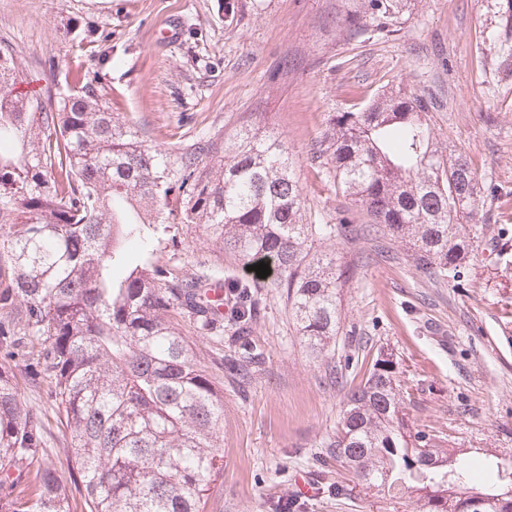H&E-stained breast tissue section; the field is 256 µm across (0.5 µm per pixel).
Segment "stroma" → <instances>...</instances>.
Wrapping results in <instances>:
<instances>
[{"label":"stroma","mask_w":512,"mask_h":512,"mask_svg":"<svg viewBox=\"0 0 512 512\" xmlns=\"http://www.w3.org/2000/svg\"><path fill=\"white\" fill-rule=\"evenodd\" d=\"M353 0H0V46L12 49L18 87L58 97V73H99L103 102L145 144L176 151L197 135L244 124L275 129L295 162L313 223L349 211L334 174L312 152L337 113L402 88L432 105L449 152L467 157L481 187L483 237L456 277L416 269L408 242L384 232L339 244L352 271L335 348L312 356L278 289L264 291L251 329L264 355L245 383L229 375L232 336L180 328L224 393V440L205 512H415L356 486L327 442L350 388L380 350L393 352L409 429L475 462L512 467V0H410L395 31H353ZM95 41L73 55L69 32ZM159 262L245 277L241 263L201 228L173 225ZM335 365L328 377L327 365ZM48 412V448L69 477L63 427L46 391L23 389ZM311 486L301 494L296 477Z\"/></svg>","instance_id":"1"}]
</instances>
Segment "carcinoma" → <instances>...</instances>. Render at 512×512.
<instances>
[{
	"mask_svg": "<svg viewBox=\"0 0 512 512\" xmlns=\"http://www.w3.org/2000/svg\"><path fill=\"white\" fill-rule=\"evenodd\" d=\"M407 8L408 0H357L347 21L369 18L384 30ZM64 80L68 93L55 102L22 97L14 54L0 48V512H70L45 414L27 405L13 372L21 363L65 421L89 512H205L224 393L198 367L177 318L199 336L229 324L239 343L229 370L243 377L261 357L249 333L262 289L277 288L319 355L336 342L350 279L336 244L357 228L347 217L308 223L275 132L203 134L172 154L143 144L103 103L99 75L79 69ZM317 154L329 155L338 187L369 217L366 230L408 241L416 268L448 277L474 250L476 173L448 154L422 98L384 92L337 113ZM168 224H195L243 268L264 262L276 278L130 265L124 242L151 256ZM212 282L221 285L213 299ZM402 403L393 354L381 351L327 442L359 484L410 494L416 512H512V490L472 491L469 463L407 431ZM25 470L35 472L34 499L14 494V473Z\"/></svg>",
	"mask_w": 512,
	"mask_h": 512,
	"instance_id": "carcinoma-1",
	"label": "carcinoma"
}]
</instances>
